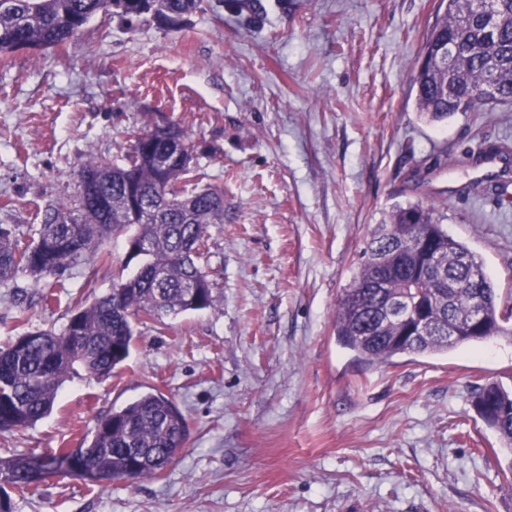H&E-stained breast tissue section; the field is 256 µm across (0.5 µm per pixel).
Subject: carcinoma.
Wrapping results in <instances>:
<instances>
[{
	"label": "carcinoma",
	"instance_id": "cac0c4a2",
	"mask_svg": "<svg viewBox=\"0 0 512 512\" xmlns=\"http://www.w3.org/2000/svg\"><path fill=\"white\" fill-rule=\"evenodd\" d=\"M208 0H0V56L22 43L40 54L78 36L100 13L131 20H162L205 10ZM496 31L487 32L480 0H447L415 62V105L432 122L462 112L512 104V0H492ZM240 23L256 22L261 0H229ZM449 40L458 53L437 59L436 43ZM488 84L490 96L482 94ZM184 131L176 122L143 125L129 132L142 142L127 163L95 157L76 172L77 191L37 209V239L24 242L0 225V286L28 276L42 287L50 306L68 288V267L103 263L115 238L146 243L145 258L128 278L90 304L78 300L59 331L36 329L0 347V433L21 432L53 408L62 384L74 375L112 376L129 356L137 326L214 305L213 282L202 260L209 254L208 226L224 223V188L194 186V149L173 140ZM168 203L163 220L132 219L127 193ZM390 298L418 301L434 322L426 336L411 338L409 326L386 318ZM483 333L469 330L474 312ZM338 343L368 365L406 354L436 355L491 337L512 341V305H501L483 258L448 234L435 204H397L376 225L361 254L360 270L343 290L336 310ZM485 423L512 445V392L490 383L475 393ZM186 415L153 388L97 419L90 439L78 448L61 446L34 454L0 457V512H15L4 486L20 498L38 492L51 477H72L97 486L157 479L182 454Z\"/></svg>",
	"mask_w": 512,
	"mask_h": 512
}]
</instances>
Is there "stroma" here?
Segmentation results:
<instances>
[{"instance_id":"obj_1","label":"stroma","mask_w":512,"mask_h":512,"mask_svg":"<svg viewBox=\"0 0 512 512\" xmlns=\"http://www.w3.org/2000/svg\"><path fill=\"white\" fill-rule=\"evenodd\" d=\"M262 2L252 30L225 8L176 28L100 14L64 52L0 61V224L18 235L75 193L86 154L122 162L127 129L150 120L178 122L199 184L224 188L208 229L214 306L142 328L112 378L67 380L50 415L0 434L3 457L74 448L155 386L188 417L181 457L112 490L47 479L17 512H512V447L472 403L485 384L512 387V341L368 366L334 329L374 224L419 199V177L512 303V208L467 189L478 145L512 142V106L443 123L417 112L415 59L440 0ZM109 249L111 263L65 271L59 304L25 276L0 288V344L62 329L72 297L107 294L124 239Z\"/></svg>"}]
</instances>
